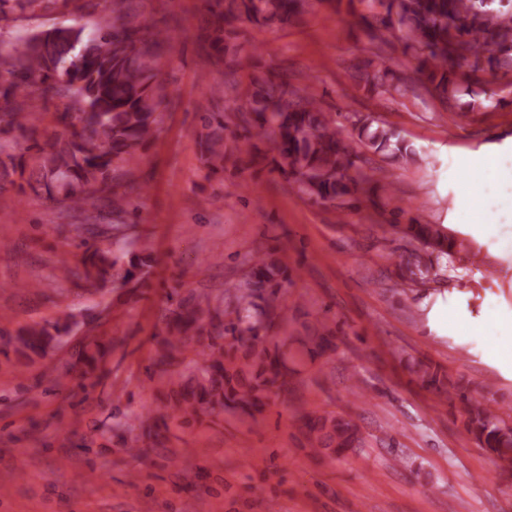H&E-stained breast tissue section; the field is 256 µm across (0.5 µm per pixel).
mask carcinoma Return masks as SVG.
I'll return each instance as SVG.
<instances>
[{"label":"carcinoma","mask_w":512,"mask_h":512,"mask_svg":"<svg viewBox=\"0 0 512 512\" xmlns=\"http://www.w3.org/2000/svg\"><path fill=\"white\" fill-rule=\"evenodd\" d=\"M58 0H0V20L21 18L37 10H51ZM214 20L207 35L209 55L230 74L254 66L257 50L244 52L236 42L240 25L286 26L311 7V0H206ZM368 12L356 15V24L371 39L381 31L406 40V49L418 59L417 72L434 85L442 104L449 106L466 92L456 66L474 71L506 69L512 72V0H359ZM109 18L90 31L61 25L53 34L20 36L0 50V69L12 80L0 88V188L15 184L43 191L80 221L92 236L107 235L117 243L126 239L124 216L128 198L142 187L129 179V167L163 122L168 97L159 81L156 51L166 39L153 20H135L132 0H104ZM368 95H402L408 77L390 65L369 60L353 76ZM47 104L69 99L57 122L71 128L68 137H35L38 117L24 109L32 94ZM250 138L266 142L271 162L297 192L344 209L366 186L379 184L376 174L360 166L363 151L401 161L416 151L392 128L371 114L355 115L349 141L336 135L335 119L311 95L290 88L288 70L250 77L238 103L222 112L202 115L203 157L208 169L224 168L225 113ZM401 233L410 249L398 266L404 283L429 281L443 257L466 252L469 245L448 235L437 224H407ZM79 266L64 265L61 280L76 287L125 285L133 270L149 267L150 255L133 253L129 267L118 265L112 251L84 241ZM285 269L263 258L253 261L250 281L235 295V304H202L191 298L165 314L166 332L157 340L159 379L178 386L170 409L184 419L215 410L241 413L252 419L262 414L270 395L288 388V361L266 345L262 332L275 320L288 319L277 304L278 280ZM71 316L51 325H33L10 335L8 344L25 362L43 358L59 338L72 331ZM313 356L334 346L322 332L304 337ZM197 345L196 358L185 363V353ZM467 405V426L481 447L497 457L512 455V429L498 410L487 411L463 387L448 383ZM166 414L140 422L141 432L127 448L136 452L149 440L161 444ZM311 447L319 454L340 455L361 440L352 421L334 415L307 413L301 418Z\"/></svg>","instance_id":"obj_1"}]
</instances>
